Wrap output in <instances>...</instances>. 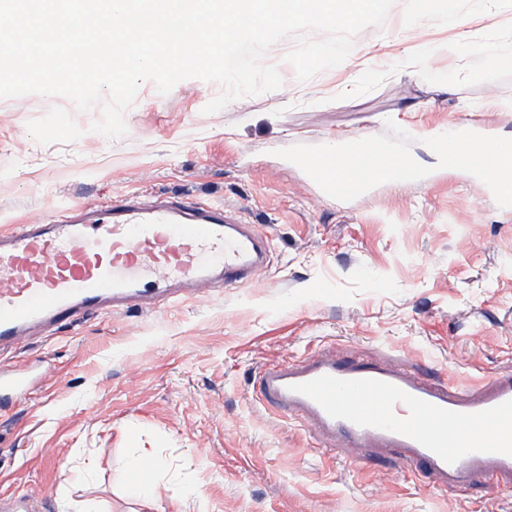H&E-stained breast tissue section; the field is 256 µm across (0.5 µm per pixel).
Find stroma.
<instances>
[{"mask_svg":"<svg viewBox=\"0 0 512 512\" xmlns=\"http://www.w3.org/2000/svg\"><path fill=\"white\" fill-rule=\"evenodd\" d=\"M492 31L512 42V7L424 21L412 37L394 7L304 82L289 40L277 42L264 61L281 87L216 113L204 108L219 84L187 79L163 95L143 82L114 140L91 129L100 109L0 98V231L137 193L223 204L271 243L247 286L202 285L159 312L94 313L0 348L44 390L0 414V491L28 494L29 512H176L185 486L201 512H512V481L421 487L397 452H316L308 427L252 397L258 368L320 351L434 364L471 387L512 371V208L423 143L451 124L512 138V60L484 70L462 52ZM389 119L414 136L423 182L340 201L274 155L380 135ZM131 455L158 467L155 504L124 492ZM77 466L93 480L69 483Z\"/></svg>","mask_w":512,"mask_h":512,"instance_id":"35a3bbf8","label":"stroma"}]
</instances>
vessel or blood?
<instances>
[{
  "label": "vessel or blood",
  "mask_w": 512,
  "mask_h": 512,
  "mask_svg": "<svg viewBox=\"0 0 512 512\" xmlns=\"http://www.w3.org/2000/svg\"><path fill=\"white\" fill-rule=\"evenodd\" d=\"M270 240L224 206L145 203L126 195L89 212L73 205L43 224L0 233V344L36 325L61 326L111 305L177 303L174 283L215 279L236 288L267 268ZM256 398L350 448H393L421 482L468 488L512 477V372L491 388L428 382L388 362L319 356L260 369ZM28 374L0 367V399L33 394Z\"/></svg>",
  "instance_id": "1"
}]
</instances>
